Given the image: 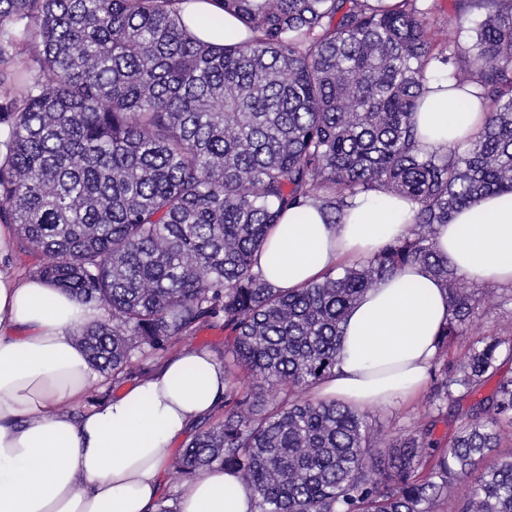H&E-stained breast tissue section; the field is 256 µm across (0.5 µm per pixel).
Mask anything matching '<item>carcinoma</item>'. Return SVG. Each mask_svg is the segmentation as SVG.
Returning <instances> with one entry per match:
<instances>
[{"label": "carcinoma", "mask_w": 512, "mask_h": 512, "mask_svg": "<svg viewBox=\"0 0 512 512\" xmlns=\"http://www.w3.org/2000/svg\"><path fill=\"white\" fill-rule=\"evenodd\" d=\"M185 2L0 0V224L40 255L29 274L107 309L79 341L117 382L224 319L223 418L172 458L181 482L233 469L254 512H512V327L448 360L486 293L435 242L512 193V0H457L483 19L443 42L427 0H214L253 33L222 45L187 30ZM429 69L489 103L445 153L414 121ZM379 192L417 203L405 235L292 292L266 281L256 253L286 212L336 224ZM413 263L448 292L433 392L460 425L440 453L435 419L385 446L367 412L311 394L349 309Z\"/></svg>", "instance_id": "1"}]
</instances>
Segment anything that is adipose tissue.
I'll return each mask as SVG.
<instances>
[{"mask_svg":"<svg viewBox=\"0 0 512 512\" xmlns=\"http://www.w3.org/2000/svg\"><path fill=\"white\" fill-rule=\"evenodd\" d=\"M185 20L202 39H245L213 0H190ZM416 115L420 141H470L487 106L474 86L449 88L428 73ZM413 201L360 197L341 222L312 204L287 213L258 255L265 278L293 290L367 256L410 226ZM438 249L477 284L512 287V194L485 195L440 225ZM99 315L68 292L0 269V512H158L174 446L224 398V364L186 347L119 395L74 415L95 383L74 335ZM448 316V294L423 266L380 280L352 307L320 400L357 409L415 398L425 387ZM253 493L231 469L184 481L177 512H252Z\"/></svg>","mask_w":512,"mask_h":512,"instance_id":"ef3b65f1","label":"adipose tissue"}]
</instances>
